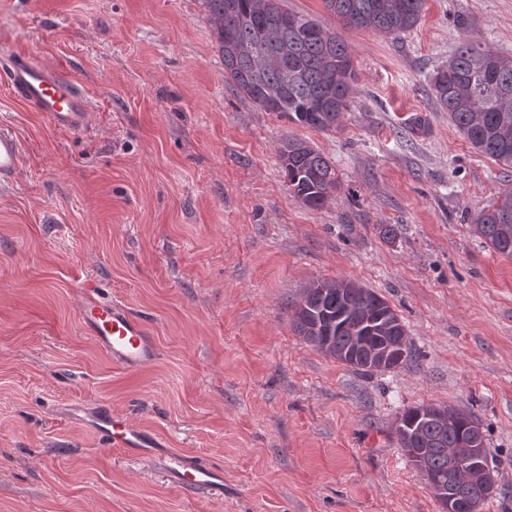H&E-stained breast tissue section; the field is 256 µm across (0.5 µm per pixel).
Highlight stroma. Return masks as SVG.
I'll use <instances>...</instances> for the list:
<instances>
[{
  "label": "stroma",
  "mask_w": 512,
  "mask_h": 512,
  "mask_svg": "<svg viewBox=\"0 0 512 512\" xmlns=\"http://www.w3.org/2000/svg\"><path fill=\"white\" fill-rule=\"evenodd\" d=\"M342 36L358 91L320 131L232 90L202 0H0V53L58 66L92 102L73 133L0 80V126L25 148L0 182V512H441L394 432L419 405L477 418L480 512H512V259L471 224L512 168L430 94L462 42L512 55V0H425L405 34ZM287 135L336 166L322 208L288 191ZM320 277L384 298L414 359L362 374L308 345L289 307ZM87 281L146 321L153 364L125 371L82 332ZM83 403L221 467L223 489L104 445L68 415Z\"/></svg>",
  "instance_id": "stroma-1"
}]
</instances>
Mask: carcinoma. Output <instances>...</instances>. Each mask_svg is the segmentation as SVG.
I'll return each mask as SVG.
<instances>
[{"label": "carcinoma", "instance_id": "cac0c4a2", "mask_svg": "<svg viewBox=\"0 0 512 512\" xmlns=\"http://www.w3.org/2000/svg\"><path fill=\"white\" fill-rule=\"evenodd\" d=\"M343 28L398 35L413 29L424 0H321ZM222 62L224 80L264 111L318 130L339 127L356 90L358 75L350 45L336 27L295 13L284 0H202ZM437 108L448 113L479 154L512 168V57L492 47L461 43L433 74ZM277 154L291 195L320 208L339 187L334 163L308 142L285 136ZM474 233L495 253L512 258V188L473 216ZM391 306L373 290L352 281L318 278L300 289L291 308L293 326L304 341L358 371L375 368L347 355L358 345L400 343L404 361L413 357L404 322L393 326ZM456 423L403 411L407 429L423 450L424 468L448 482V449L464 451L476 419L453 407Z\"/></svg>", "mask_w": 512, "mask_h": 512}]
</instances>
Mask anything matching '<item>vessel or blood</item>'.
Wrapping results in <instances>:
<instances>
[{"label":"vessel or blood","instance_id":"vessel-or-blood-1","mask_svg":"<svg viewBox=\"0 0 512 512\" xmlns=\"http://www.w3.org/2000/svg\"><path fill=\"white\" fill-rule=\"evenodd\" d=\"M5 76L11 92L35 111L45 113L57 128L78 130L88 126L91 103L66 74L57 67L25 53L14 54ZM21 143L12 133L0 129V180L17 172ZM80 325L85 335L106 353L113 363L128 370L152 364L157 346L145 325L118 302L104 297L96 287L85 288L78 307ZM84 422L103 438L107 445L145 459L158 454L163 443L127 418L99 404L85 409ZM168 476L183 488L208 489L223 485L222 470L203 466L191 458L168 454Z\"/></svg>","mask_w":512,"mask_h":512}]
</instances>
